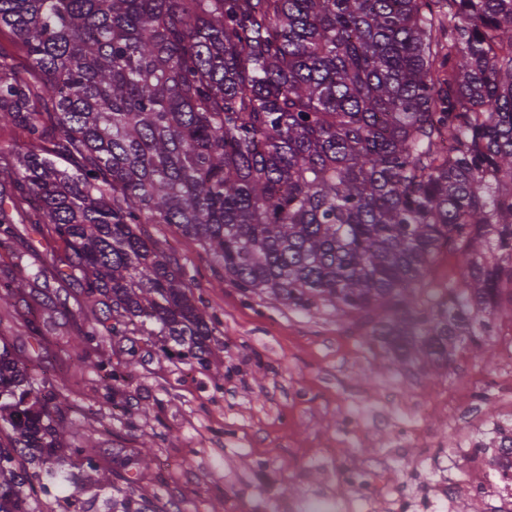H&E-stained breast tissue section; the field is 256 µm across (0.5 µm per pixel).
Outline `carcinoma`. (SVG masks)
Wrapping results in <instances>:
<instances>
[{"instance_id":"obj_1","label":"carcinoma","mask_w":512,"mask_h":512,"mask_svg":"<svg viewBox=\"0 0 512 512\" xmlns=\"http://www.w3.org/2000/svg\"><path fill=\"white\" fill-rule=\"evenodd\" d=\"M11 146L0 234L33 223L101 307L85 333L163 336L199 363L215 321L144 224L199 243L246 297L331 308L439 369L512 313V0H0ZM465 260L432 285L440 254ZM0 339V512L86 461Z\"/></svg>"}]
</instances>
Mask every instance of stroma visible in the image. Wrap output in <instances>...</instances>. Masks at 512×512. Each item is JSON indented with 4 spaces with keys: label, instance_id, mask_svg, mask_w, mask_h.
I'll use <instances>...</instances> for the list:
<instances>
[{
    "label": "stroma",
    "instance_id": "obj_1",
    "mask_svg": "<svg viewBox=\"0 0 512 512\" xmlns=\"http://www.w3.org/2000/svg\"><path fill=\"white\" fill-rule=\"evenodd\" d=\"M16 232L0 243V336L29 373L62 395L64 416L92 436L110 473L70 504L69 483L37 489L35 512H387L344 485L339 462L371 461L388 485L406 484L417 449H400L398 421L466 442L493 418L512 419V396L486 391L512 342V315L495 320L491 353L461 346L448 367L399 368L365 329L327 309L299 312L245 297L198 242L170 224L146 232L184 265L198 306L217 324L208 365L159 336L107 337L77 345L98 309L57 275L64 243L14 212ZM134 360L113 385L105 367ZM354 427H343L346 416ZM412 418V417H411ZM151 441L148 465L128 482L119 460Z\"/></svg>",
    "mask_w": 512,
    "mask_h": 512
}]
</instances>
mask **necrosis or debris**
Returning a JSON list of instances; mask_svg holds the SVG:
<instances>
[{
  "mask_svg": "<svg viewBox=\"0 0 512 512\" xmlns=\"http://www.w3.org/2000/svg\"><path fill=\"white\" fill-rule=\"evenodd\" d=\"M477 441L492 442L491 454L482 462L479 471L463 467L465 449H455L452 455L438 454L428 462L431 480H424L422 472H415L414 495L392 490L380 471L355 464L347 468L343 479L346 487L359 498L371 502L387 500L392 512H438L453 502L462 485H470L475 494L491 501L512 499V423L494 420L477 434Z\"/></svg>",
  "mask_w": 512,
  "mask_h": 512,
  "instance_id": "obj_1",
  "label": "necrosis or debris"
}]
</instances>
